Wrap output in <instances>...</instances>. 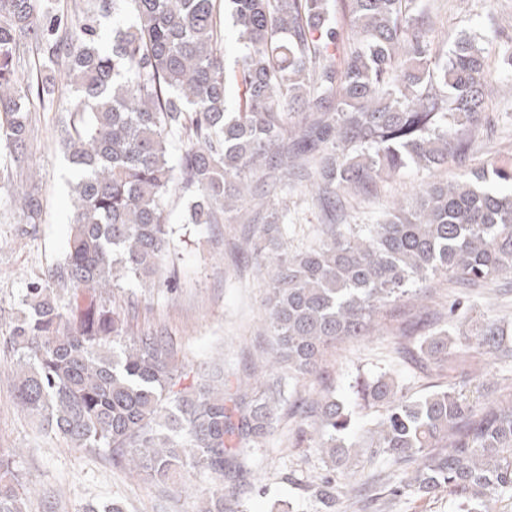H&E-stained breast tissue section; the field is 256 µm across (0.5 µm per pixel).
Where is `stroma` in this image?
Returning <instances> with one entry per match:
<instances>
[{"mask_svg": "<svg viewBox=\"0 0 512 512\" xmlns=\"http://www.w3.org/2000/svg\"><path fill=\"white\" fill-rule=\"evenodd\" d=\"M427 10L436 22L438 40L448 47L470 35L494 57L500 48V34L512 35V0H427ZM494 77L499 92L489 99L487 119L462 164L433 173L412 166L396 178L378 182L371 191L351 199L347 223L379 222L391 200L410 199L418 186L431 178L458 180L490 161L512 160V70L495 71ZM37 118L39 130L27 145L25 165L41 188L44 204V222L35 234L17 239L21 212L10 190H0V448L14 454L28 512H84L87 505L112 500L121 502L126 512H199L202 497L213 483L208 470H195L185 487L129 477L113 467L104 451L68 447L62 438L44 430L14 398L15 355L5 338L20 312L27 281L61 261L71 218L69 167L60 147L65 115L41 112ZM288 206L289 253L316 246L320 228L327 221L325 213L300 184L289 188ZM183 208L180 190H173L167 210L178 244L177 288L151 291L127 282L114 289L111 299L128 311L132 333L156 330L168 337L175 362L188 374V384L199 383L205 368L220 356L226 379H245L251 389H259L260 381L249 379L248 374L266 347L265 290L250 258L236 249L252 225L253 213L247 209L235 223L212 224L201 230L182 223ZM455 303L460 310L451 320L447 312ZM421 319L448 328L454 336L468 331L475 322L493 319L503 327L505 343L512 345V274L465 296L443 281L424 305L411 304L384 313L378 335L329 348L318 374L297 387L295 398H307L324 388L350 398L352 377L372 373L383 363L392 364L397 377L415 393L431 391L438 377L426 370L421 359L400 351L402 330ZM295 432L292 412L282 410L276 435L252 458V472L261 482L246 492L243 512H275L285 504L294 512H313L306 486L322 477L326 466L321 455L295 447ZM357 470V483L379 493L388 491L402 475L397 466L367 453L360 457Z\"/></svg>", "mask_w": 512, "mask_h": 512, "instance_id": "35a3bbf8", "label": "stroma"}]
</instances>
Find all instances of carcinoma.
Instances as JSON below:
<instances>
[{"mask_svg": "<svg viewBox=\"0 0 512 512\" xmlns=\"http://www.w3.org/2000/svg\"><path fill=\"white\" fill-rule=\"evenodd\" d=\"M223 13L245 48L230 70ZM111 14L132 23L112 25L103 45L97 21ZM432 33L422 0H89L80 14L57 0H0V187L21 210L18 237L43 221L40 188L23 179L34 113H70L61 137L74 169L64 258L26 283L9 330L17 402L131 474L168 485L204 468L215 483L200 512H242L252 450L329 345L373 335L381 309L438 280L466 288L512 273V192L484 186L512 185V164L493 163L421 186L380 224H326L324 240L295 255L283 248L287 207L266 208L249 239L268 275L261 390L224 392L222 366L208 373L215 384L180 387L161 337L129 335L125 311L109 303L124 281L174 287V185L187 197L183 223L228 224L256 199L288 195L304 169L329 210L338 190L464 157L486 120L489 57L469 36L449 52ZM502 336L486 320L463 340L512 361ZM407 352L436 371L454 362L445 329ZM351 389L353 403L328 390L295 409L297 446L329 467L310 488L315 512H341L355 448L405 467L395 497L446 492L452 512L512 502V397L472 396L465 380L414 396L386 367ZM365 410L375 415L352 443ZM0 512H27L2 449Z\"/></svg>", "mask_w": 512, "mask_h": 512, "instance_id": "carcinoma-1", "label": "carcinoma"}]
</instances>
